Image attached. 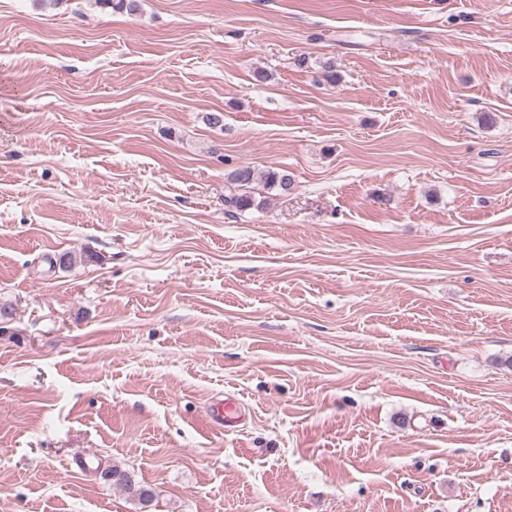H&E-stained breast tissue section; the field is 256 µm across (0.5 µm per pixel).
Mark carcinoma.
Segmentation results:
<instances>
[{
	"instance_id": "carcinoma-1",
	"label": "carcinoma",
	"mask_w": 512,
	"mask_h": 512,
	"mask_svg": "<svg viewBox=\"0 0 512 512\" xmlns=\"http://www.w3.org/2000/svg\"><path fill=\"white\" fill-rule=\"evenodd\" d=\"M293 185L288 171L259 170L251 165H241L226 174L224 210L232 218L253 208H261L267 198L264 194L280 190L286 192ZM108 479L122 486L125 492L146 508L152 501L150 490L139 485L133 475L127 471L112 469L106 472Z\"/></svg>"
}]
</instances>
